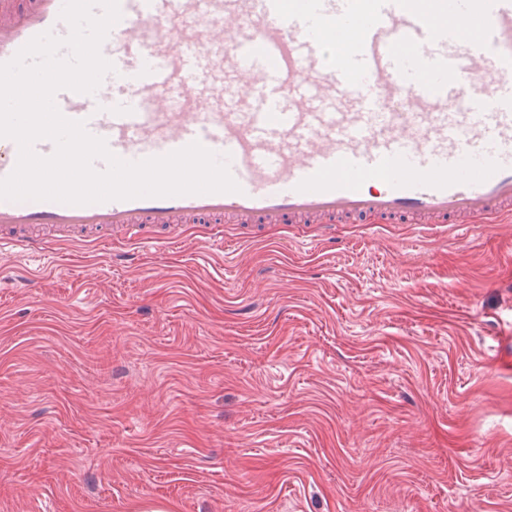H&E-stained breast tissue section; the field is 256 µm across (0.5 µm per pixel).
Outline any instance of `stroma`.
Segmentation results:
<instances>
[{
  "instance_id": "1",
  "label": "stroma",
  "mask_w": 512,
  "mask_h": 512,
  "mask_svg": "<svg viewBox=\"0 0 512 512\" xmlns=\"http://www.w3.org/2000/svg\"><path fill=\"white\" fill-rule=\"evenodd\" d=\"M0 253V512H512V223Z\"/></svg>"
}]
</instances>
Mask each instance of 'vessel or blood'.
<instances>
[{
	"label": "vessel or blood",
	"instance_id": "vessel-or-blood-1",
	"mask_svg": "<svg viewBox=\"0 0 512 512\" xmlns=\"http://www.w3.org/2000/svg\"><path fill=\"white\" fill-rule=\"evenodd\" d=\"M63 0H0V63L69 33ZM95 94L57 93L126 161L197 141L239 192L0 200V252L49 230L163 247L186 225L512 223V0H120ZM354 28L349 43L336 31Z\"/></svg>",
	"mask_w": 512,
	"mask_h": 512
}]
</instances>
